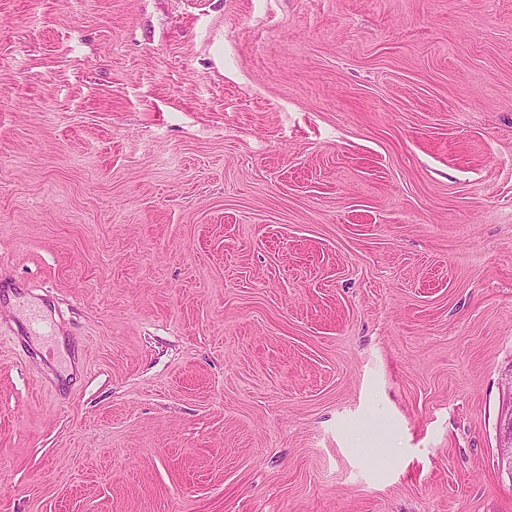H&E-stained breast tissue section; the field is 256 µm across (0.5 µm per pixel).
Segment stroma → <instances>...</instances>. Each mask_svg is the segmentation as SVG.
Here are the masks:
<instances>
[{"mask_svg":"<svg viewBox=\"0 0 512 512\" xmlns=\"http://www.w3.org/2000/svg\"><path fill=\"white\" fill-rule=\"evenodd\" d=\"M510 366L512 0H0V512H512ZM503 397L497 428V466L512 480V370L502 378Z\"/></svg>","mask_w":512,"mask_h":512,"instance_id":"35a3bbf8","label":"stroma"}]
</instances>
